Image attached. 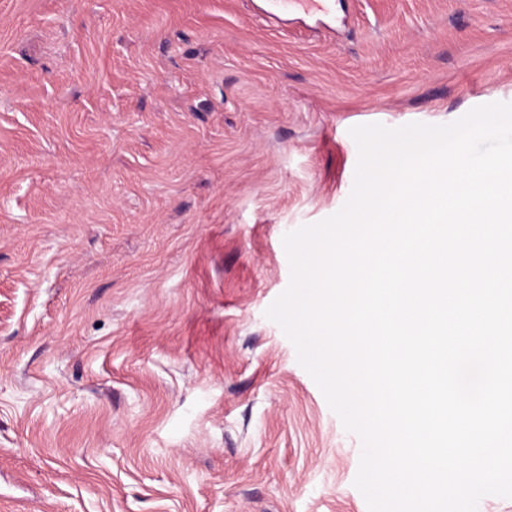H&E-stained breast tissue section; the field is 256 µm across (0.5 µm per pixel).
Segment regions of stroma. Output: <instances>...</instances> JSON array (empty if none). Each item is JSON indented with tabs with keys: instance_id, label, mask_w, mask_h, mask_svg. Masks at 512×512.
Instances as JSON below:
<instances>
[{
	"instance_id": "35a3bbf8",
	"label": "stroma",
	"mask_w": 512,
	"mask_h": 512,
	"mask_svg": "<svg viewBox=\"0 0 512 512\" xmlns=\"http://www.w3.org/2000/svg\"><path fill=\"white\" fill-rule=\"evenodd\" d=\"M0 0V512H368L266 309L351 127L512 103V0ZM271 15L296 12L306 15H326L335 10V0H267Z\"/></svg>"
}]
</instances>
